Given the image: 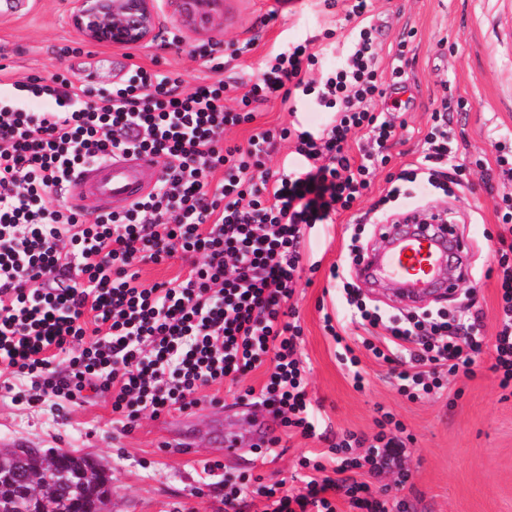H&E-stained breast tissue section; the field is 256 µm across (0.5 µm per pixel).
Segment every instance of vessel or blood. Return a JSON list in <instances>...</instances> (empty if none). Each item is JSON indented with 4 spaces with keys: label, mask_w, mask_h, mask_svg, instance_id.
Returning <instances> with one entry per match:
<instances>
[{
    "label": "vessel or blood",
    "mask_w": 512,
    "mask_h": 512,
    "mask_svg": "<svg viewBox=\"0 0 512 512\" xmlns=\"http://www.w3.org/2000/svg\"><path fill=\"white\" fill-rule=\"evenodd\" d=\"M156 183L152 163L123 153L80 170L67 186L71 197L94 200L100 209L124 208L152 191ZM464 238L444 224L428 225L417 234L401 236L391 250L374 259H363L362 269L406 284L410 296L433 286L435 271L447 251L466 250Z\"/></svg>",
    "instance_id": "obj_1"
}]
</instances>
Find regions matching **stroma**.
I'll return each instance as SVG.
<instances>
[{
  "label": "stroma",
  "mask_w": 512,
  "mask_h": 512,
  "mask_svg": "<svg viewBox=\"0 0 512 512\" xmlns=\"http://www.w3.org/2000/svg\"><path fill=\"white\" fill-rule=\"evenodd\" d=\"M345 8L346 0H335L331 8L324 0H224L222 31L188 34L180 44L164 48L160 42L175 31L180 7L174 0H159L155 40L129 54L120 46L82 43L69 23L68 0H22L17 9L0 15V59L13 81L75 73L92 87L108 90L115 73L98 62L109 58L121 67L133 60L148 68L175 69L192 85L210 74L192 51L209 43L224 56L225 82L235 85L257 77L267 54L287 42L317 40L326 47L320 69H336L351 31ZM370 9L380 31L381 68L389 69L396 50L405 52L402 98L409 106L396 115L407 127L405 136L392 145L389 164L377 172L371 193L356 207L360 213L385 195L388 177L416 163L430 116L442 99L464 102L453 113V127L458 156L465 161L494 162L500 136L512 131V0H371ZM256 113L258 125L265 127L296 120L315 131L327 120L326 113L307 106L289 114L277 100L260 105ZM409 191L428 209L452 212L460 236L470 245L471 273L460 280L456 293L431 294L417 305L388 281L361 284L363 296L394 313L417 306L452 311L472 304L482 312V336L493 338L499 290L496 277L487 273L489 247L503 231L501 196L512 195V180L491 193L479 182L449 197L419 184ZM356 232L366 249H386V239L376 235L373 225L353 224L347 213L335 223L306 230L307 252L320 268L311 282H299L292 299L303 328L308 390L321 426L370 435L379 410L390 411L415 437L410 465L418 512H512V395L504 396L490 371V352L478 357L475 377L457 376L441 398L412 402L397 392L388 367L369 356L351 325L346 344L360 357L366 379L364 389L354 387L339 359L341 346L323 328V314L345 311L329 268L343 257ZM10 383L11 391L0 390V439L93 459L109 478V512H224L223 485L201 478L205 462L221 461L232 473L251 469L265 483L282 480L297 489L300 459L324 448L317 439L297 435L284 438L275 460L254 459L251 405L211 387L199 393L198 405L156 420L143 418L125 434L112 427L109 400L84 403L47 395L31 406L15 398L30 388L29 376L11 377ZM219 423L236 436L240 456L225 459L212 444V430Z\"/></svg>",
  "instance_id": "1"
}]
</instances>
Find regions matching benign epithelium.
<instances>
[{"mask_svg": "<svg viewBox=\"0 0 512 512\" xmlns=\"http://www.w3.org/2000/svg\"><path fill=\"white\" fill-rule=\"evenodd\" d=\"M69 20L83 40L92 44L141 46L155 37L158 0H69ZM183 8L178 28L194 34L201 26L216 30L224 24V0H180ZM42 454L32 448L20 457L17 449H0V472L20 475L17 496L25 502L23 512L33 503L34 491L53 486L51 472L41 464Z\"/></svg>", "mask_w": 512, "mask_h": 512, "instance_id": "7a95c632", "label": "benign epithelium"}]
</instances>
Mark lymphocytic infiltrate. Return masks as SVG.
<instances>
[{
  "label": "lymphocytic infiltrate",
  "instance_id": "1",
  "mask_svg": "<svg viewBox=\"0 0 512 512\" xmlns=\"http://www.w3.org/2000/svg\"><path fill=\"white\" fill-rule=\"evenodd\" d=\"M368 0H349L353 21L344 63L310 78L317 53L304 44L271 51L259 77L234 105L215 50L195 56L215 73L188 88L180 72L131 64L106 92L80 77L33 76L11 82L0 96V372L26 374L27 404L48 394L69 400L109 397L114 429L132 431L141 416L160 418L195 405L203 388L226 386L235 399L266 410L285 433L319 437L336 453L302 458L301 490L260 484L243 471L224 476V512H247L251 486L262 512H411L406 499L372 488L392 475L410 486L414 438L391 412L373 435L318 431L302 360V327L290 301L306 262L305 230L332 224L367 195L398 134L391 111L378 110L386 90ZM280 99L333 110L319 131L255 125L256 104ZM452 106L431 115L414 168L391 179L384 196L408 197V185L450 191L490 182L491 170L458 162L452 148ZM250 126L246 143L224 135ZM294 145L280 169L268 165L282 142ZM144 154L161 172L147 197L122 212L86 222L78 209L52 207L75 172L112 152ZM500 290L493 342L470 311L448 315H384L363 303L345 264L330 266L349 321L366 332L361 343L387 364L399 394L417 401L441 395L447 375L475 374L484 346L491 371L512 391V225L491 249ZM183 274L151 284L140 264L172 259ZM263 371L259 386L245 385Z\"/></svg>",
  "mask_w": 512,
  "mask_h": 512
}]
</instances>
